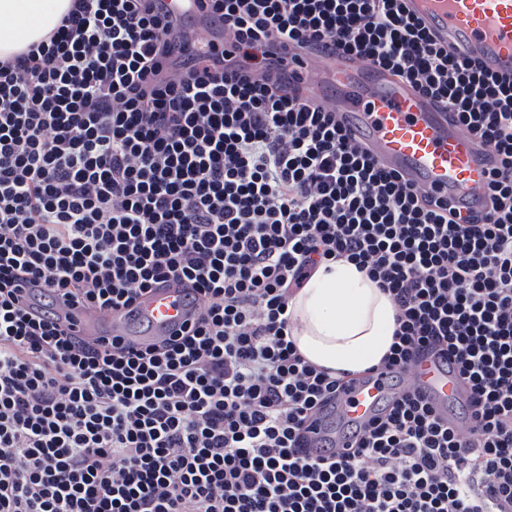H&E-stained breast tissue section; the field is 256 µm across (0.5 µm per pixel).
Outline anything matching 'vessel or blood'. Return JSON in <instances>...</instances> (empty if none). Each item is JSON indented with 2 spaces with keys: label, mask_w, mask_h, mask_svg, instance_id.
Wrapping results in <instances>:
<instances>
[{
  "label": "vessel or blood",
  "mask_w": 512,
  "mask_h": 512,
  "mask_svg": "<svg viewBox=\"0 0 512 512\" xmlns=\"http://www.w3.org/2000/svg\"><path fill=\"white\" fill-rule=\"evenodd\" d=\"M173 19L197 18V34L222 40L198 0H166ZM435 38L457 47L488 72L512 74V0H406ZM302 80L317 101L339 112L371 155L407 184L454 202L461 211L481 207L488 194L490 149L468 135L406 80L358 59L305 57ZM197 312L185 289H152L119 310L76 305L58 311L64 330L139 349L172 336ZM408 378L439 411L465 402L467 390L456 369L428 358ZM389 376L352 382L307 436L310 452L341 448L349 428L367 424L395 396Z\"/></svg>",
  "instance_id": "vessel-or-blood-1"
}]
</instances>
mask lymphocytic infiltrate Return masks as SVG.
Wrapping results in <instances>:
<instances>
[{"label":"lymphocytic infiltrate","mask_w":512,"mask_h":512,"mask_svg":"<svg viewBox=\"0 0 512 512\" xmlns=\"http://www.w3.org/2000/svg\"><path fill=\"white\" fill-rule=\"evenodd\" d=\"M74 0L0 60V512H512V77L405 0ZM406 79L490 147L469 216L383 169L300 85L305 55ZM345 258L395 307L400 392L347 447L307 434L352 375L288 338V295ZM177 281L180 333L132 349L60 329L65 299ZM452 361L461 426L402 371ZM165 3L171 11L173 21L181 19L184 14L197 18V37H211L216 41L224 39L223 31L211 23L209 15L200 8L196 0H166Z\"/></svg>","instance_id":"lymphocytic-infiltrate-1"}]
</instances>
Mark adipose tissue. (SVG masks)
Wrapping results in <instances>:
<instances>
[{
	"label": "adipose tissue",
	"instance_id": "ef3b65f1",
	"mask_svg": "<svg viewBox=\"0 0 512 512\" xmlns=\"http://www.w3.org/2000/svg\"><path fill=\"white\" fill-rule=\"evenodd\" d=\"M73 0H0V56L39 41ZM299 352L331 376L377 366L393 342L394 305L346 260L319 266L288 299Z\"/></svg>",
	"mask_w": 512,
	"mask_h": 512
}]
</instances>
